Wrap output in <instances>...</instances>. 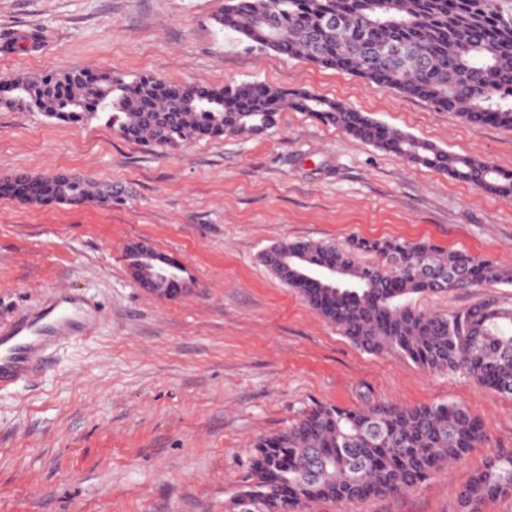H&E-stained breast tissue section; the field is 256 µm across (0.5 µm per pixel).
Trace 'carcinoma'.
<instances>
[{"mask_svg": "<svg viewBox=\"0 0 512 512\" xmlns=\"http://www.w3.org/2000/svg\"><path fill=\"white\" fill-rule=\"evenodd\" d=\"M330 16L340 19L328 26ZM216 22L243 42L352 74L474 124L512 129V12L500 0H224ZM0 102L71 124L103 121L122 138L173 147L262 134L285 106L308 112L374 148L481 190L512 196V170L449 152L370 115L306 91L262 82L176 85L73 68L0 82ZM101 182L63 186L18 173L0 194L29 204L99 201ZM371 252L380 261L356 262ZM266 269L363 351L395 350L434 372L460 371L512 395V309L494 300L452 314L422 312L415 294L512 284L490 258L428 242L356 238L273 244ZM484 438L481 420L445 402L407 407L317 405L287 429L259 437L241 497L264 512H304L316 503H359L406 493L467 456ZM512 493V455L489 460L460 492L463 512Z\"/></svg>", "mask_w": 512, "mask_h": 512, "instance_id": "carcinoma-1", "label": "carcinoma"}]
</instances>
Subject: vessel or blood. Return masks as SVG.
Masks as SVG:
<instances>
[{"mask_svg":"<svg viewBox=\"0 0 512 512\" xmlns=\"http://www.w3.org/2000/svg\"><path fill=\"white\" fill-rule=\"evenodd\" d=\"M93 305L83 296L56 291L48 304L0 324V389L38 375L63 343L91 335Z\"/></svg>","mask_w":512,"mask_h":512,"instance_id":"1","label":"vessel or blood"}]
</instances>
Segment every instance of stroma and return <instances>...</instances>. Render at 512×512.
I'll use <instances>...</instances> for the list:
<instances>
[{"instance_id":"1","label":"stroma","mask_w":512,"mask_h":512,"mask_svg":"<svg viewBox=\"0 0 512 512\" xmlns=\"http://www.w3.org/2000/svg\"><path fill=\"white\" fill-rule=\"evenodd\" d=\"M224 0H0V78L72 68L150 74L178 85L261 81L309 90L453 153L512 170V130L365 85L224 33ZM88 175L112 204H27L0 195V323L65 288L98 307V335L68 342L38 380L0 389V512H244L253 443L317 404L370 398L448 401L486 437L416 489L310 512H461L458 490L512 453V398L465 375L370 355L261 264L284 241L424 239L512 269V197L379 151L295 110L262 135L160 149L94 121L69 125L0 104V181L25 172ZM145 241L188 283L166 300L131 276ZM492 299L512 286L415 296L425 312Z\"/></svg>"}]
</instances>
